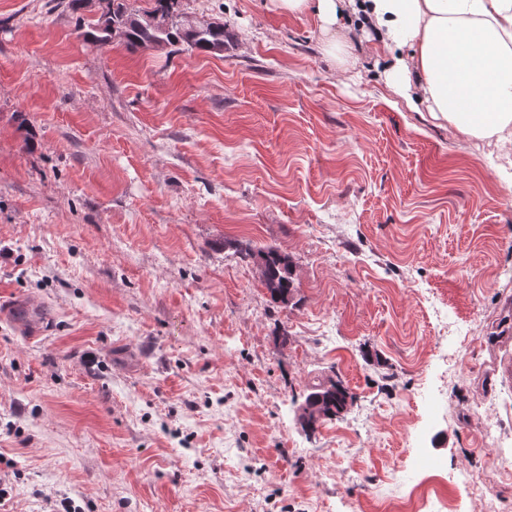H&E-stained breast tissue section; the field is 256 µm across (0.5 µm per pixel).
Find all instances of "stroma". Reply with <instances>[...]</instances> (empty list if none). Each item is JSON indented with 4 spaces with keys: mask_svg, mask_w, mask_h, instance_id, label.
Listing matches in <instances>:
<instances>
[{
    "mask_svg": "<svg viewBox=\"0 0 512 512\" xmlns=\"http://www.w3.org/2000/svg\"><path fill=\"white\" fill-rule=\"evenodd\" d=\"M180 8L233 40L100 48L102 0H0V512H512L492 148L312 15ZM330 374L353 402L303 431ZM266 258V271L263 284L273 302L280 303V297L295 291V279L288 257L279 250L267 247L259 249Z\"/></svg>",
    "mask_w": 512,
    "mask_h": 512,
    "instance_id": "stroma-1",
    "label": "stroma"
}]
</instances>
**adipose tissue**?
<instances>
[{"mask_svg": "<svg viewBox=\"0 0 512 512\" xmlns=\"http://www.w3.org/2000/svg\"><path fill=\"white\" fill-rule=\"evenodd\" d=\"M281 13L312 12L322 49L353 62L374 39L384 71L412 109L468 138L495 143L512 164V0H274Z\"/></svg>", "mask_w": 512, "mask_h": 512, "instance_id": "ef3b65f1", "label": "adipose tissue"}]
</instances>
